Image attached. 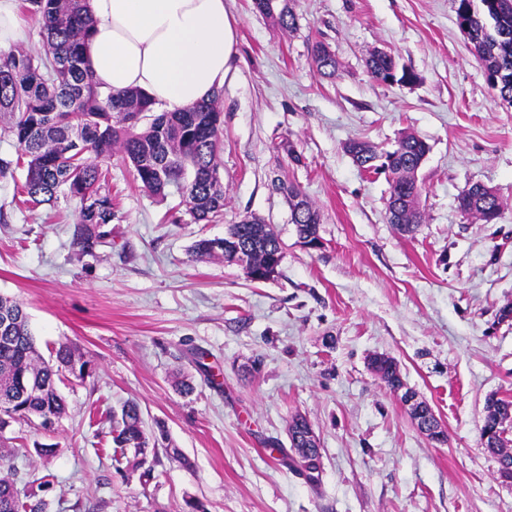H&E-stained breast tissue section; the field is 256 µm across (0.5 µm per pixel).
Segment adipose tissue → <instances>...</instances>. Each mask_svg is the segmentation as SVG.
<instances>
[{
    "label": "adipose tissue",
    "mask_w": 512,
    "mask_h": 512,
    "mask_svg": "<svg viewBox=\"0 0 512 512\" xmlns=\"http://www.w3.org/2000/svg\"><path fill=\"white\" fill-rule=\"evenodd\" d=\"M94 24L84 62L106 92L135 88L160 112L210 100L237 44L225 0H86Z\"/></svg>",
    "instance_id": "obj_1"
}]
</instances>
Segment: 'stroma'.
<instances>
[{"instance_id": "1", "label": "stroma", "mask_w": 512, "mask_h": 512, "mask_svg": "<svg viewBox=\"0 0 512 512\" xmlns=\"http://www.w3.org/2000/svg\"><path fill=\"white\" fill-rule=\"evenodd\" d=\"M237 17L221 90L224 215L195 223L178 195L143 192L121 154L107 162L114 218L92 253L73 241L78 204H21L0 180V295L23 303L42 355L77 345L94 372L58 385L68 413L56 430L5 431L18 486L55 485L45 512H512V483L480 439L486 399L512 397V105L487 83L456 20L455 0H296L297 27L275 28L253 0ZM339 75L319 77L312 41ZM388 51L417 80L375 82L365 61ZM412 133L429 146L418 171L424 220L401 236L385 217V176L362 171L352 140L382 151ZM289 139L298 154L277 150ZM321 214V248L296 242L274 177ZM503 202L497 223L458 206L473 183ZM248 213L285 244L273 280L192 261L202 237ZM205 353L197 363V353ZM384 354L434 410L445 443L429 441L371 370ZM189 376L191 395L175 376ZM132 400L184 458L157 448L150 477L116 470L112 408ZM308 419L321 476L309 484L288 425ZM38 444L56 452L38 458Z\"/></svg>"}]
</instances>
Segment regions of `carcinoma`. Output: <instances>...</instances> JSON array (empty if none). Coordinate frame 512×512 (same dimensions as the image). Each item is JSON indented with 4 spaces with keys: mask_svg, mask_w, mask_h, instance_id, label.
I'll return each instance as SVG.
<instances>
[{
    "mask_svg": "<svg viewBox=\"0 0 512 512\" xmlns=\"http://www.w3.org/2000/svg\"><path fill=\"white\" fill-rule=\"evenodd\" d=\"M25 2L41 25L42 47L34 55L16 46H0V138L10 137L18 145L16 159L0 157V179H13L17 170H24L21 193L34 206H53L62 196L78 201L74 239L88 253L100 242V227L112 223V196L102 190L105 174L100 164L117 151L133 166L147 193L163 200L176 192L197 223L222 217L224 118L219 97L180 112H157L140 90L104 94L84 67L83 47L93 25L84 0ZM253 4L279 29L296 28L294 0H253ZM456 17L459 27L476 32L469 38L473 53L485 76L496 79L493 89L512 105V0H458ZM311 60L320 76L336 77V56L324 42L312 44ZM366 66L371 77L383 84L417 79L386 53L373 52ZM346 150L365 172L391 171L389 198L401 199L392 224L402 235L413 233L422 223V212L419 196L408 188V171L418 166L428 144L406 134L392 151L379 152L360 141L350 142ZM87 153L97 162L88 161ZM272 188L287 198H298L299 212L293 218L297 234L308 238L319 233L320 213L297 186L277 177ZM460 201L485 224L499 219L503 211L497 193L481 183L471 185ZM191 256L197 261L240 262L245 276L259 282L279 266L281 239L272 225L250 214L229 225L222 238L195 241ZM92 371V361L69 343L44 358L22 303L0 295V434L21 421L55 429L67 413L56 380L68 375L82 383ZM508 419H512V399L492 395L486 400L480 431L495 433ZM309 427L302 416L292 419L291 447H315ZM112 439L118 448L134 449L133 468L143 469L142 476L147 477L149 456L168 437L161 428L148 431L138 403L130 400L112 411ZM50 488V482L43 481L21 491L13 474L1 475L0 512H44L40 493Z\"/></svg>",
    "mask_w": 512,
    "mask_h": 512,
    "instance_id": "obj_1",
    "label": "carcinoma"
}]
</instances>
